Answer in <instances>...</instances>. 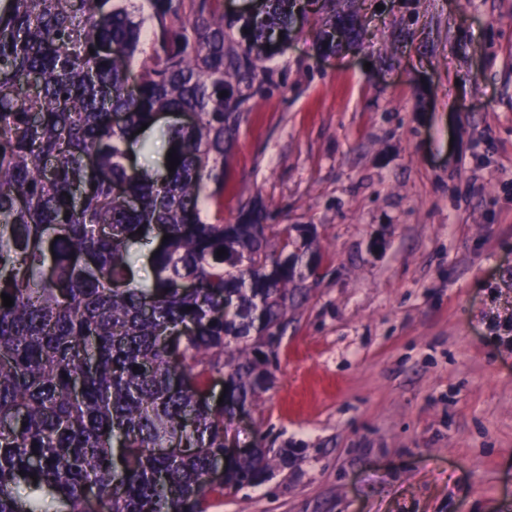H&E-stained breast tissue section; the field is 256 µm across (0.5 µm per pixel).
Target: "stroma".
<instances>
[{
  "instance_id": "1",
  "label": "stroma",
  "mask_w": 512,
  "mask_h": 512,
  "mask_svg": "<svg viewBox=\"0 0 512 512\" xmlns=\"http://www.w3.org/2000/svg\"><path fill=\"white\" fill-rule=\"evenodd\" d=\"M257 78L224 221L264 207L319 262L227 424L295 459L210 512H512V0H311Z\"/></svg>"
}]
</instances>
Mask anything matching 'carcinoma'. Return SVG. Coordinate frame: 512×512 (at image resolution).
I'll list each match as a JSON object with an SVG mask.
<instances>
[{
  "instance_id": "carcinoma-1",
  "label": "carcinoma",
  "mask_w": 512,
  "mask_h": 512,
  "mask_svg": "<svg viewBox=\"0 0 512 512\" xmlns=\"http://www.w3.org/2000/svg\"><path fill=\"white\" fill-rule=\"evenodd\" d=\"M145 3L147 44L134 0L0 7V512H208L227 442L213 374L231 409L270 387L262 340L281 343L317 264L311 230L255 206L224 223L240 108L298 0L229 20L223 0ZM187 112L163 131L176 169L137 168V130ZM158 225L169 239L138 281L132 247ZM277 465L288 453L257 444L228 484Z\"/></svg>"
}]
</instances>
